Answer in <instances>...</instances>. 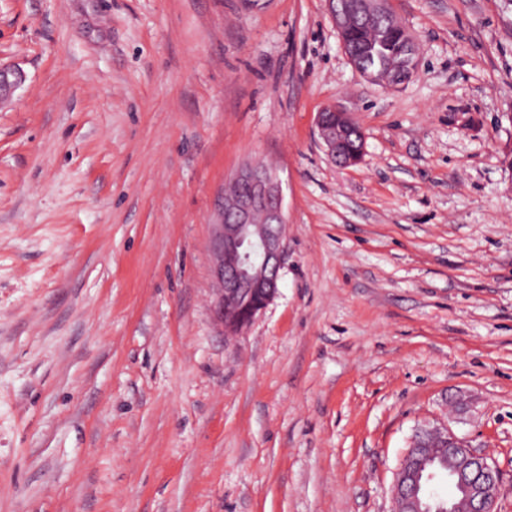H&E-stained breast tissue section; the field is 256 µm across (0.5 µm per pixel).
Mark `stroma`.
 Returning a JSON list of instances; mask_svg holds the SVG:
<instances>
[{"label": "stroma", "mask_w": 512, "mask_h": 512, "mask_svg": "<svg viewBox=\"0 0 512 512\" xmlns=\"http://www.w3.org/2000/svg\"><path fill=\"white\" fill-rule=\"evenodd\" d=\"M391 7L419 58L384 89L326 0H0V512H391L427 421L512 512V0ZM250 161L286 260L231 337L211 238ZM338 116L341 120L350 118L348 113L336 105H329L316 115V128L327 154L331 161L340 167H349L356 165L363 154L362 150L347 156L344 154L349 130L341 122L336 120Z\"/></svg>", "instance_id": "obj_1"}]
</instances>
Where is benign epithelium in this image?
I'll use <instances>...</instances> for the list:
<instances>
[{
	"instance_id": "benign-epithelium-1",
	"label": "benign epithelium",
	"mask_w": 512,
	"mask_h": 512,
	"mask_svg": "<svg viewBox=\"0 0 512 512\" xmlns=\"http://www.w3.org/2000/svg\"><path fill=\"white\" fill-rule=\"evenodd\" d=\"M340 0H327L328 10L340 39L358 19L365 27L376 26L379 16L391 12L389 0H353L351 8L339 7ZM354 69L382 88L406 83L413 67L396 69L374 78L365 60L349 55ZM22 82L19 71L0 66V99L8 97ZM348 113L329 105L316 115V128L331 161L349 167L361 153L344 154L349 130L342 123ZM230 184L243 190L222 189L211 242L216 293L213 313L226 329L238 336L279 294L285 263L287 219L281 180L276 171L246 163L232 176ZM409 452L404 455L392 487L393 512H430L433 499L431 464L436 450L447 452L448 472L457 476V495L450 498L448 512H497L501 482L498 468L474 451L447 426L424 424L416 429Z\"/></svg>"
}]
</instances>
